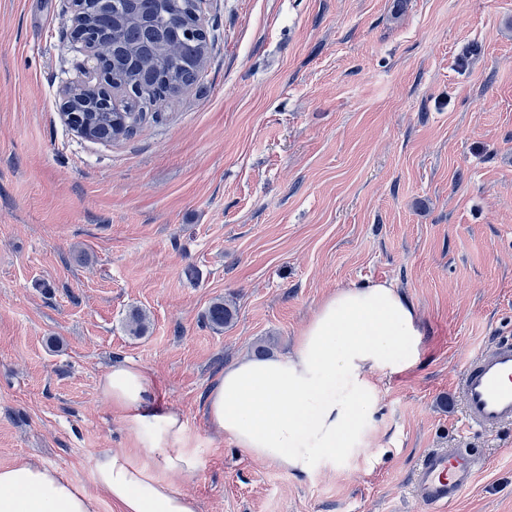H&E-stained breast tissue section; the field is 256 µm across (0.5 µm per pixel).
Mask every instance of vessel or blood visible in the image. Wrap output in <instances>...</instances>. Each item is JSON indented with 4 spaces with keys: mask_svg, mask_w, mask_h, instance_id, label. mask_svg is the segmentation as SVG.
Returning <instances> with one entry per match:
<instances>
[{
    "mask_svg": "<svg viewBox=\"0 0 512 512\" xmlns=\"http://www.w3.org/2000/svg\"><path fill=\"white\" fill-rule=\"evenodd\" d=\"M456 392L468 429L494 433L512 425V340L490 341L468 358ZM481 466L478 449L438 448L420 458L412 483L433 512H443L473 485Z\"/></svg>",
    "mask_w": 512,
    "mask_h": 512,
    "instance_id": "b4317fda",
    "label": "vessel or blood"
}]
</instances>
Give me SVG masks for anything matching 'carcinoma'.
Masks as SVG:
<instances>
[{
	"label": "carcinoma",
	"mask_w": 512,
	"mask_h": 512,
	"mask_svg": "<svg viewBox=\"0 0 512 512\" xmlns=\"http://www.w3.org/2000/svg\"><path fill=\"white\" fill-rule=\"evenodd\" d=\"M189 0H136L128 5L119 2V10L104 14L97 19V27L101 35L114 31V47H106L105 51L112 66V74L121 82L133 84L144 90L138 99H121L113 107V112L80 113L81 118L94 129L100 141H110L120 134H129L143 120V112L149 110L157 102L173 94V88L187 87L196 81L198 73L195 67L199 60L203 44L210 39V34L201 35L194 40L177 34L174 28V16L187 13ZM142 13L152 16L156 26L167 36L166 42L174 45L172 56L167 57L155 67L141 68L129 64L127 51L143 45V36L138 25L126 22L121 28H115V16L119 14ZM235 311L222 300L211 304L207 313L210 327L221 331L233 322Z\"/></svg>",
	"instance_id": "obj_1"
}]
</instances>
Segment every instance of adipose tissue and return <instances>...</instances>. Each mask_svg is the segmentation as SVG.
<instances>
[{"label": "adipose tissue", "mask_w": 512, "mask_h": 512, "mask_svg": "<svg viewBox=\"0 0 512 512\" xmlns=\"http://www.w3.org/2000/svg\"><path fill=\"white\" fill-rule=\"evenodd\" d=\"M422 355L419 318L396 289L342 288L319 305L290 355L225 367L206 397L208 425L293 474L340 464L370 439L378 403L373 375L402 373ZM100 390L135 429L136 447L97 455L91 491L36 462L0 468V512H99L103 497L118 512H198L170 477L196 473L200 450L180 412L153 409L151 371L114 364Z\"/></svg>", "instance_id": "obj_1"}]
</instances>
